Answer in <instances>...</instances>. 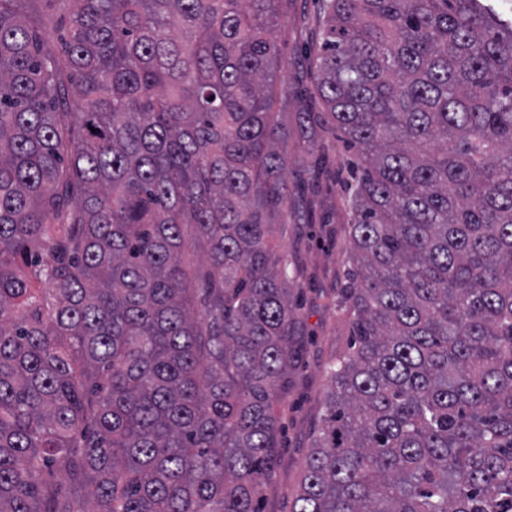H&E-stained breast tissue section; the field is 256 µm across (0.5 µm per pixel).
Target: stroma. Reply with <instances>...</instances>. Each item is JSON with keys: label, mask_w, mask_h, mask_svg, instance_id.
<instances>
[{"label": "stroma", "mask_w": 512, "mask_h": 512, "mask_svg": "<svg viewBox=\"0 0 512 512\" xmlns=\"http://www.w3.org/2000/svg\"><path fill=\"white\" fill-rule=\"evenodd\" d=\"M69 0H33L31 10L45 42L59 47ZM322 17L316 0H290L280 15L274 36L281 50L278 82L289 96L303 94L314 111L322 103L314 75L305 55L322 37ZM326 146L323 157L328 172L312 198L315 222L287 233H274L273 240L293 257L291 287L301 289V317L306 334L288 371V385L280 400L279 443L269 477L258 503L260 512H291L313 435L321 423L329 383L324 366L330 356L347 347L349 323L338 314L334 300L338 274L349 246L344 228L348 222L342 180L355 155L334 133H319Z\"/></svg>", "instance_id": "obj_1"}]
</instances>
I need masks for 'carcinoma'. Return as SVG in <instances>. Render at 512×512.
Segmentation results:
<instances>
[{
	"mask_svg": "<svg viewBox=\"0 0 512 512\" xmlns=\"http://www.w3.org/2000/svg\"><path fill=\"white\" fill-rule=\"evenodd\" d=\"M23 2L0 0V512H256L300 325L272 225L312 222L274 112L288 0H70L60 55ZM320 12L317 93L357 152L351 340L292 512H512V21Z\"/></svg>",
	"mask_w": 512,
	"mask_h": 512,
	"instance_id": "cac0c4a2",
	"label": "carcinoma"
}]
</instances>
